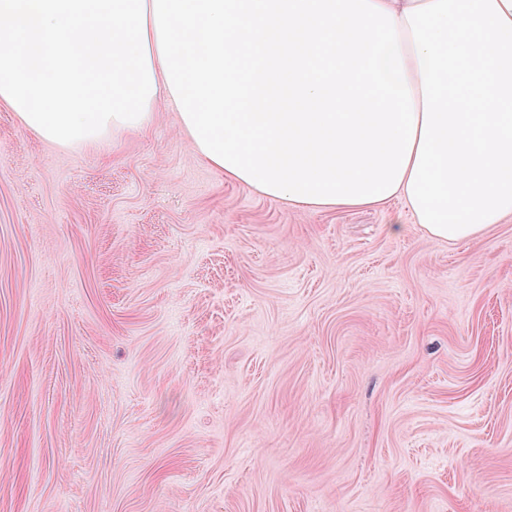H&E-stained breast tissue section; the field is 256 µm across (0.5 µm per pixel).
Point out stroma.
<instances>
[{"mask_svg": "<svg viewBox=\"0 0 512 512\" xmlns=\"http://www.w3.org/2000/svg\"><path fill=\"white\" fill-rule=\"evenodd\" d=\"M0 512H512V218L287 206L162 101L95 148L0 106Z\"/></svg>", "mask_w": 512, "mask_h": 512, "instance_id": "1", "label": "stroma"}]
</instances>
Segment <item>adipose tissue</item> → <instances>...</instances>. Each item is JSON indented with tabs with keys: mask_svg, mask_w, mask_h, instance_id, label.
<instances>
[{
	"mask_svg": "<svg viewBox=\"0 0 512 512\" xmlns=\"http://www.w3.org/2000/svg\"><path fill=\"white\" fill-rule=\"evenodd\" d=\"M196 158L306 210L512 217V0H0V104L97 145L158 101Z\"/></svg>",
	"mask_w": 512,
	"mask_h": 512,
	"instance_id": "obj_1",
	"label": "adipose tissue"
}]
</instances>
